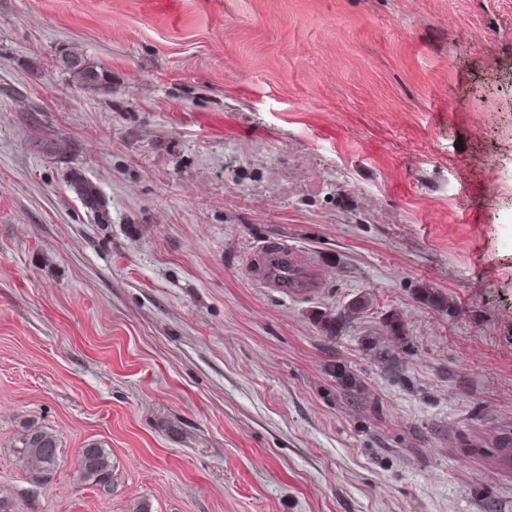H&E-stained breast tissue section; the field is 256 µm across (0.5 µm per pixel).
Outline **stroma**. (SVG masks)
<instances>
[{"label":"stroma","mask_w":512,"mask_h":512,"mask_svg":"<svg viewBox=\"0 0 512 512\" xmlns=\"http://www.w3.org/2000/svg\"><path fill=\"white\" fill-rule=\"evenodd\" d=\"M179 2L0 0V493L512 512V0ZM72 52L110 82L80 89ZM278 243L313 293L262 287ZM30 422L46 485L13 453ZM57 436L41 425L30 424L23 428L15 440L14 453L21 467L43 483H49L55 472L59 455ZM54 457V463L50 458ZM79 453L83 480L103 486L112 483V462L105 448L97 443H88Z\"/></svg>","instance_id":"obj_1"}]
</instances>
